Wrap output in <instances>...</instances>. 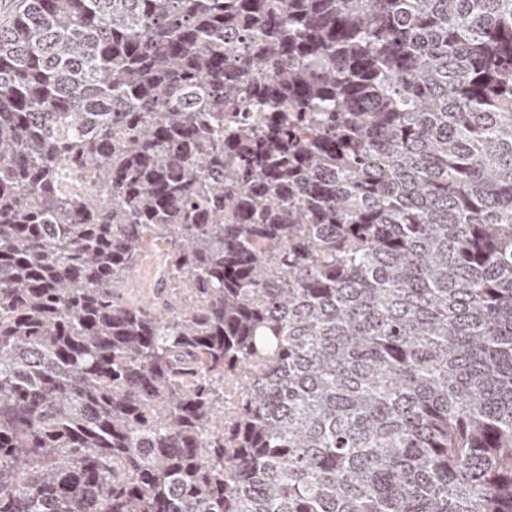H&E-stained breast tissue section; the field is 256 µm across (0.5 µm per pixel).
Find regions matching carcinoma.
I'll use <instances>...</instances> for the list:
<instances>
[{
  "mask_svg": "<svg viewBox=\"0 0 512 512\" xmlns=\"http://www.w3.org/2000/svg\"><path fill=\"white\" fill-rule=\"evenodd\" d=\"M0 512H512V0H25ZM166 244L151 246L135 274L128 279L125 295L129 302L137 304H152L155 301L158 288H156V274L158 264L161 262ZM247 390L235 369L224 366V446L234 424L239 419Z\"/></svg>",
  "mask_w": 512,
  "mask_h": 512,
  "instance_id": "obj_1",
  "label": "carcinoma"
}]
</instances>
